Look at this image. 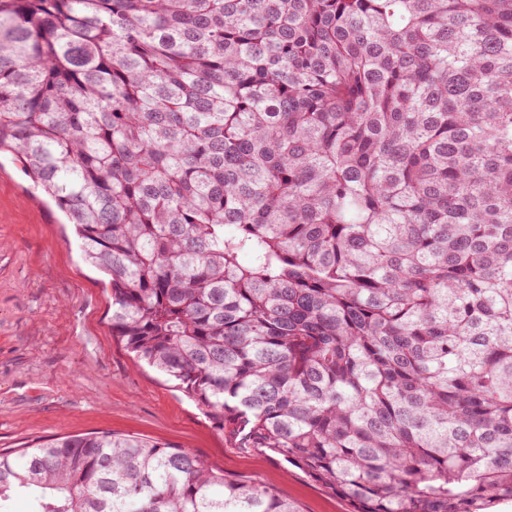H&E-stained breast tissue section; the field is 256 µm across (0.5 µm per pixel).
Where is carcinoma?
<instances>
[{
	"label": "carcinoma",
	"mask_w": 512,
	"mask_h": 512,
	"mask_svg": "<svg viewBox=\"0 0 512 512\" xmlns=\"http://www.w3.org/2000/svg\"><path fill=\"white\" fill-rule=\"evenodd\" d=\"M112 335L354 512L512 502V0H5L0 151ZM299 512L103 430L0 512Z\"/></svg>",
	"instance_id": "carcinoma-1"
}]
</instances>
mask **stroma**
<instances>
[{
	"label": "stroma",
	"instance_id": "1",
	"mask_svg": "<svg viewBox=\"0 0 512 512\" xmlns=\"http://www.w3.org/2000/svg\"><path fill=\"white\" fill-rule=\"evenodd\" d=\"M111 292L55 203L0 155V449L109 430L173 443L300 512L350 503L271 453L236 447L114 337Z\"/></svg>",
	"mask_w": 512,
	"mask_h": 512
}]
</instances>
